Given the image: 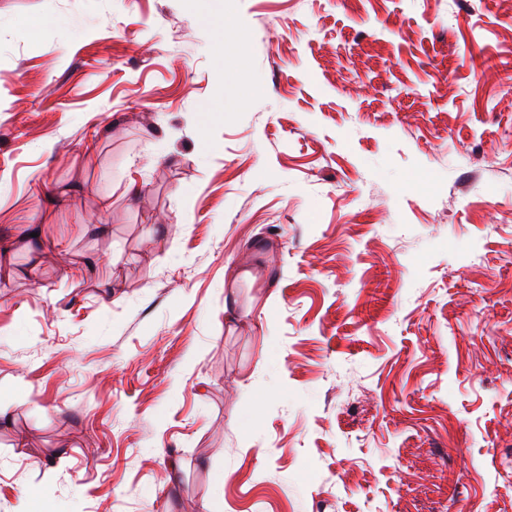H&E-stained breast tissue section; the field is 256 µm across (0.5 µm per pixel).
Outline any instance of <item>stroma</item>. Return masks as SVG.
Wrapping results in <instances>:
<instances>
[{"label":"stroma","instance_id":"obj_1","mask_svg":"<svg viewBox=\"0 0 512 512\" xmlns=\"http://www.w3.org/2000/svg\"><path fill=\"white\" fill-rule=\"evenodd\" d=\"M0 242V512H512V0H0Z\"/></svg>","mask_w":512,"mask_h":512}]
</instances>
